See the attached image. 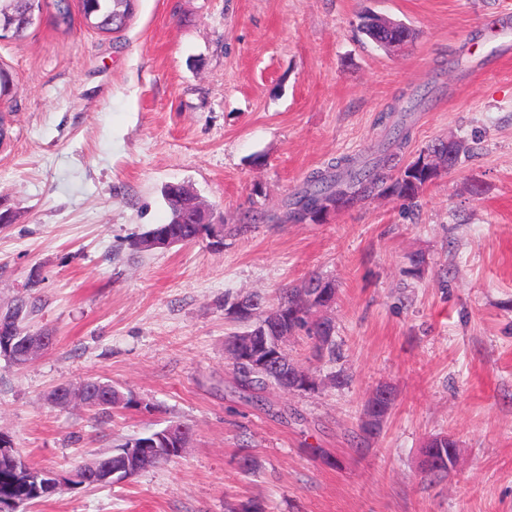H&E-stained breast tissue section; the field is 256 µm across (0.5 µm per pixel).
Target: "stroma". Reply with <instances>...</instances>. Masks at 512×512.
Segmentation results:
<instances>
[{
    "instance_id": "35a3bbf8",
    "label": "stroma",
    "mask_w": 512,
    "mask_h": 512,
    "mask_svg": "<svg viewBox=\"0 0 512 512\" xmlns=\"http://www.w3.org/2000/svg\"><path fill=\"white\" fill-rule=\"evenodd\" d=\"M512 0H138L103 34L74 9L0 40L12 92L0 144V312L52 346L19 367L0 356V432L30 466L74 469L178 421L181 456L108 487L65 489L25 512H512V49L496 54ZM413 32L394 51L367 13ZM401 163L452 135L472 151L409 204L388 195L296 224L307 177L377 157L395 123ZM185 182L224 219V245L137 252ZM247 210L264 223L238 232ZM331 279L337 358L305 335L291 359L341 386L279 387L265 407L239 389L225 296ZM94 377L156 404L147 414L53 405ZM390 407L354 437L377 388ZM457 443L442 476L423 448ZM250 455L251 471L238 466ZM432 442V448H437L438 454H444L447 458L448 463L438 467L427 469L429 474L435 473H447L448 470L453 466V462L456 454V441L447 434H441L430 439ZM451 465V466H450Z\"/></svg>"
}]
</instances>
